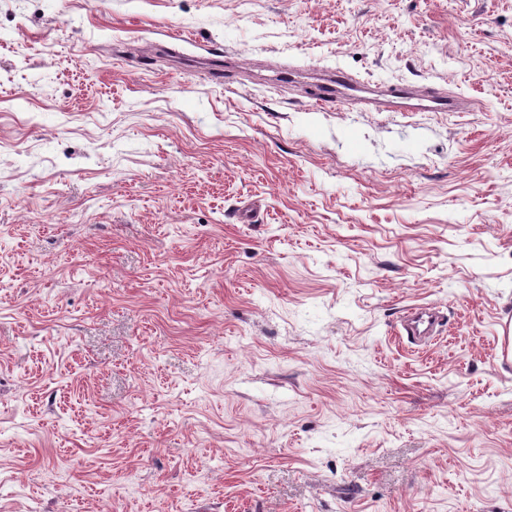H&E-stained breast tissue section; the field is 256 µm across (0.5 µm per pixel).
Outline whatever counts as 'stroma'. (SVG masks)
Instances as JSON below:
<instances>
[{
    "instance_id": "obj_1",
    "label": "stroma",
    "mask_w": 512,
    "mask_h": 512,
    "mask_svg": "<svg viewBox=\"0 0 512 512\" xmlns=\"http://www.w3.org/2000/svg\"><path fill=\"white\" fill-rule=\"evenodd\" d=\"M511 327L512 0H0V512H512ZM336 67L313 94L317 106H357L361 112H468L477 103L434 87L390 85L376 91ZM420 310L422 311L420 312ZM426 310L427 309H421L415 306L405 312L402 326L407 336L426 335L433 332L435 325L439 322L440 316ZM421 326L423 327L422 329Z\"/></svg>"
}]
</instances>
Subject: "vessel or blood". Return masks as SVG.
Wrapping results in <instances>:
<instances>
[{"mask_svg":"<svg viewBox=\"0 0 512 512\" xmlns=\"http://www.w3.org/2000/svg\"><path fill=\"white\" fill-rule=\"evenodd\" d=\"M314 99L321 107L351 104L363 112H468L476 106L475 101L434 87L399 84L376 91L340 68L318 86ZM438 322V315L415 306L406 311L402 326L406 334L415 336L433 332Z\"/></svg>","mask_w":512,"mask_h":512,"instance_id":"obj_1","label":"vessel or blood"}]
</instances>
